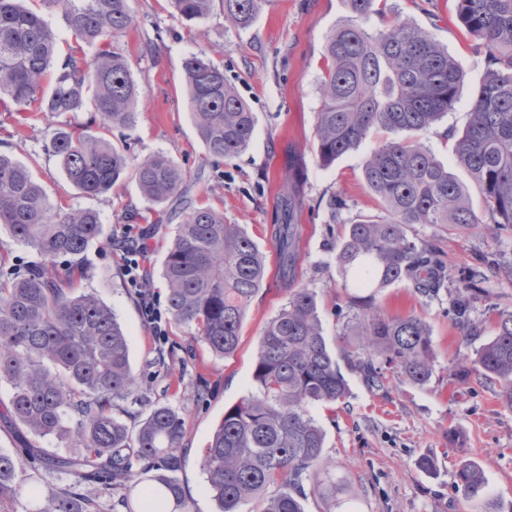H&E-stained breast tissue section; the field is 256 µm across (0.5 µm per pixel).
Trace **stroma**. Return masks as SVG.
Here are the masks:
<instances>
[{
  "mask_svg": "<svg viewBox=\"0 0 512 512\" xmlns=\"http://www.w3.org/2000/svg\"><path fill=\"white\" fill-rule=\"evenodd\" d=\"M132 6L135 23L120 40L140 85L139 119L128 140L130 159L161 152L188 169L201 170L196 198L219 201L225 222L242 225L272 262L276 252L271 226L278 198L288 184V152L296 150L305 199L299 218L304 228L299 281L314 288L326 340L335 355H342L339 313L346 310L348 299L334 262V230L356 216L379 214L362 168L370 151L392 135L373 130L334 165L326 168L319 161L315 123L324 46L345 15L341 0H263L252 26L244 30L225 24L218 4L199 22L181 20L166 0H132ZM386 12L431 32L465 75L454 111L424 135L439 158L450 162L448 135L462 130L469 120L474 92L484 74V51L458 24L453 0H386ZM201 52L223 67L225 81L257 118L249 148L216 166L205 160L183 82L184 58ZM90 115L87 109L52 115L19 137L15 131L22 116L9 98H2L0 152L29 164L52 203L99 213L102 237L85 253L86 274L76 280V289L95 294L112 309L128 339L132 368L140 374L141 384L149 385L151 400L171 404L184 414L185 462L179 479L193 501V512H215V502L202 491L201 457L225 409L254 390L260 336L285 303L286 293L274 279H267L247 312L237 351L225 359L192 344L185 332L172 326L162 268L179 223L175 203L167 204L164 215L148 212L131 180L108 195H81L44 150L49 132L58 127L74 129ZM335 199L341 203L336 210L331 207ZM127 207L149 214L135 231L143 235L147 248L145 289L168 324L162 342L142 321L139 299L126 284L120 245L109 242ZM409 233L444 253L450 270L448 286L429 301L399 284L377 293L375 302L387 316L425 319L432 335L435 372L423 387L397 382L376 391L345 365L341 368L349 386L345 402L331 409L311 408L325 431V455L344 484L336 512H484L480 500L466 499L455 487L454 474L465 459L480 464L494 512H512V409L502 406L494 386L468 372L465 362L466 354L489 336L497 311L512 310V280L489 277L472 299L471 317L481 327L479 335L463 337L449 315L462 270L484 259L512 263V231L489 236L478 227L451 235L436 224H415ZM171 347L180 354L194 348V360L187 370L175 368L166 378L149 381L144 375L147 362L159 349ZM424 457L434 460L433 472L420 468Z\"/></svg>",
  "mask_w": 512,
  "mask_h": 512,
  "instance_id": "stroma-1",
  "label": "stroma"
}]
</instances>
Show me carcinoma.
I'll return each instance as SVG.
<instances>
[{"label":"carcinoma","instance_id":"1","mask_svg":"<svg viewBox=\"0 0 512 512\" xmlns=\"http://www.w3.org/2000/svg\"><path fill=\"white\" fill-rule=\"evenodd\" d=\"M25 0H0V97L37 122L49 114L93 115L78 133L59 129L45 145L68 181L82 194L100 196L133 180L143 199L180 201L178 234L164 262L167 307L188 335L217 357L238 349L249 305L268 276L267 256L224 212L191 196L198 175L155 153L134 165L126 155L128 131L138 118L139 84L119 40L135 22L131 0H44L61 10L74 45L63 53L44 18ZM186 21L207 18L213 0H169ZM379 0H344L347 11L327 36L316 120V149L329 165L356 149L376 128L417 137L385 141L363 165L368 191L381 207L344 225L334 260L349 295L343 335L353 338L345 358L366 385L428 384L435 355L429 326L409 316L391 318L375 304L384 288L405 284L432 300L448 281L437 247L409 235L412 224H441L464 233L484 224L495 236L512 229V0H455L458 21L479 44L487 67L468 124L454 136L452 155L478 188L483 222L460 182L419 138L453 111L463 83L456 60L433 35L383 18ZM224 21L246 28L262 0H221ZM94 49L86 58L84 48ZM190 113L209 160H230L248 149L256 118L224 81V70L204 53L183 61ZM49 83L50 93L44 92ZM305 207L299 160L288 154V193L276 212L277 278L286 303L265 325L254 364L256 391L224 411L202 457L204 487L217 512H306L305 483L336 508L340 481L325 461V433L310 414L349 394L331 352L313 289L297 285ZM0 224L37 250L41 260L24 273L0 275V384L10 388L7 412L36 437L54 436L59 453L0 450V504L18 496L25 468L66 475L70 481L33 488L32 512H101L95 485L112 490L123 512H192L176 479L182 468L186 419L166 403L150 402L138 386L125 334L112 310L92 294H71L75 267L59 257L83 255L102 234L100 215L52 204L30 167L0 153ZM487 278L477 266L460 274L449 310L464 337L474 336L470 297ZM471 371L498 384L497 398L512 408V311L496 314L493 333L466 357ZM147 407L134 427L119 414L122 403ZM456 485L482 499L480 468L464 461Z\"/></svg>","mask_w":512,"mask_h":512}]
</instances>
